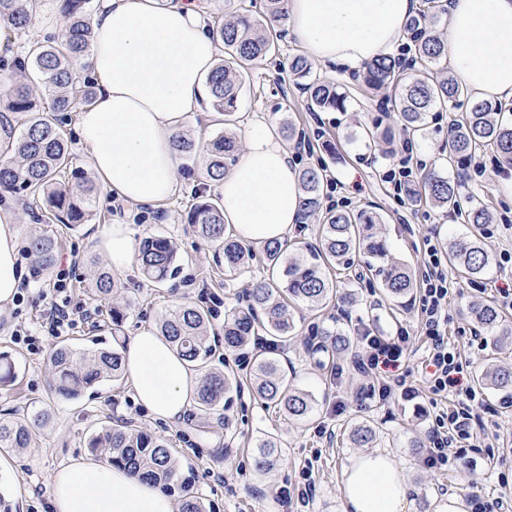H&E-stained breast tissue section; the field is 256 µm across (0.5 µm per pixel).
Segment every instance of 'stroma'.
<instances>
[{"instance_id": "obj_1", "label": "stroma", "mask_w": 512, "mask_h": 512, "mask_svg": "<svg viewBox=\"0 0 512 512\" xmlns=\"http://www.w3.org/2000/svg\"><path fill=\"white\" fill-rule=\"evenodd\" d=\"M61 20L59 0H37L28 29L20 33L0 31V69L11 67L31 42L46 36ZM274 43L275 54L249 72L235 115L237 130L256 121L277 125L292 122L311 142L310 150L294 155L296 168H323L328 180L337 182L336 195L343 198L344 208H366L381 214L385 219L381 230L392 256L415 271L423 263L426 234L437 233L440 245L445 246L451 236L465 233L466 226L431 204L397 198L384 181L386 170L405 159L417 179L433 169L445 177L467 173L463 195L474 196L493 214L492 224L481 232L493 257L486 276L512 278V262L504 264L499 259L502 250H512V171L499 168L490 150L460 163L445 160L449 125L468 111L467 102L429 113L424 132L408 138L397 131L396 112L384 111L380 105L382 98L392 97V90H385L380 97L366 95L350 70L316 62L312 65L314 75L345 84L351 93L347 111L316 114L308 111L301 90L289 75L288 62L299 51L290 30H283ZM376 122L397 131L390 154L368 145L365 131ZM199 168V158L180 157L182 188L159 207L131 206L100 193L93 221L72 227L37 223L34 201L11 195L0 202V211L9 213L19 227L20 261L32 275L28 303L19 311L0 313V355L16 367L15 380L0 384V416L15 411L30 420L41 411L49 413L46 421H39L34 447L11 451L0 459V497L9 501L12 512H51L50 480L55 471L69 459L89 454L90 436L115 420L131 422L173 448L182 478L202 498L206 512H341L343 472L358 454L349 430L365 420L376 430L370 450L388 452L402 466L409 483L407 512H434L438 499L463 488L512 505V407L505 406L502 392L485 390L488 405L479 411L491 441L461 449L457 470L435 471L422 465L423 451L412 447L411 441L425 437L432 423V406L418 372L426 344L416 308L396 306L364 267L332 270L340 296L324 309L291 303L295 329L288 337L270 335L265 344L225 350V310L243 302L252 277L275 281L279 273L258 261L245 273L225 270L213 246L186 223L189 209L204 190ZM116 222L129 225L137 242L153 235L170 238L177 246L180 265L178 276L164 283L145 279L135 265L123 272L111 271L123 303L117 329L108 316L109 301L90 291L98 270H111L98 242L102 232ZM44 233L59 240L57 261L76 259L71 296L94 312V327L80 325L58 338L42 331L41 318L51 304L46 292L53 273L36 268L28 245L33 235ZM448 275L454 283L448 304V340L469 362L473 376H480L492 358L512 363V350L495 355L493 336L466 313L470 304L493 302V292L481 290L479 279L456 270H449ZM345 293L356 294V303L342 302ZM184 303L209 312L207 343L212 353L208 370H230L243 381L248 379L256 356L274 355L287 382L311 395L310 416L301 423H289L245 387L233 394L229 412L219 411L205 418L190 408L171 424L154 419L140 406L123 379L102 382L76 400L51 396L46 358L54 344L62 341L77 348L109 349L117 338H128L146 325L158 326L166 314ZM366 325L391 334L398 327L407 328L410 339L405 368L419 389L416 399L380 401L372 395V378L357 369L354 354L338 357L310 348L319 330L339 328L355 342ZM20 327L38 337L37 348L13 339L14 330ZM268 437L279 442L280 458L277 467L264 474L258 471L255 459L259 441ZM308 479L315 483L309 498L280 497L281 487L295 493Z\"/></svg>"}]
</instances>
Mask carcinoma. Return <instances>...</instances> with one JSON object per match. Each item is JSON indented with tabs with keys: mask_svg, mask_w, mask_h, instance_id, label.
<instances>
[{
	"mask_svg": "<svg viewBox=\"0 0 512 512\" xmlns=\"http://www.w3.org/2000/svg\"><path fill=\"white\" fill-rule=\"evenodd\" d=\"M91 0H60L67 20L65 34L30 44L25 56L16 59L12 71L17 80L9 91L7 111L21 117L19 135L12 143L13 157L0 164V189L41 202L37 220L74 226L88 224L96 215L98 188L78 170L70 168L71 151L61 126L40 116L41 103L52 112H76L91 104L95 92L81 74V59L92 39ZM36 0H0V24L16 31L26 30L32 22ZM286 19V0H265L263 19L242 11L215 23L210 33L224 45V59L207 78L206 88L211 108L224 114V130L206 146V179L219 182L235 162L242 144L235 131V111L249 66L265 59L276 50L274 42L260 33L270 21ZM440 22L435 0H423L422 8L405 24L407 49L413 54L416 68L405 69L400 60L382 56L365 63L361 84L378 92L388 87L398 90L395 104L402 128L420 133L426 125L427 112L446 106L465 94L452 75L440 80L430 78L431 70L448 60L443 37L430 31ZM289 71L307 94V107L312 112L347 111L350 96L336 83L312 75L309 59L301 54L291 58ZM369 145L389 144L394 140L391 128L366 131ZM448 159H466L482 149H492L499 162L512 168V118L503 107L489 100H474L463 120L448 131ZM304 218L319 223V243L302 259L284 256L281 244L263 245L266 264L281 272L275 284L255 277L249 285V303L236 308L224 318V348L236 351L254 336L259 316H264L270 332L278 337L290 335L294 328L288 310V299L301 301L311 308H321L336 293L337 285L327 271L349 269L355 261L380 278L386 294L403 304L413 293L415 280L410 267L390 258L386 241L377 235L376 225L384 223L382 215L368 209L323 210L321 169L306 167L299 171ZM424 194H413L415 203L427 198L448 212L465 215L474 232L454 237L449 243L450 264L469 277L484 275L491 265L490 253L477 234L491 223L488 208L470 197L462 196L461 181L431 174L423 178ZM198 234L224 256V268L241 271L249 267L256 253L251 245L224 233V213L214 197H202L186 216ZM57 241L49 234L31 238L28 252L40 268L53 264ZM137 261L143 273L158 282L171 278L177 271V253L170 240L161 236L146 238L138 251ZM471 319L484 331L496 336L497 348L512 346V325L492 304H473ZM207 314L185 304L166 315L159 327L176 351L187 361L199 365L207 356ZM329 341L321 345L338 355L350 349L346 334L327 332ZM49 389L65 399H76L90 388L110 378L123 377L122 354L115 350L75 349L66 343L55 345L48 354ZM478 383L498 391L512 389V365H491ZM250 386L264 403L274 405L290 421L305 420L313 409L308 393L289 389L283 384L278 359L255 360ZM240 389V382L230 373L209 371L204 375L195 403L202 415L212 414L217 407ZM375 436L368 423H357L350 439L358 448ZM37 434L23 418H0V454L18 448H29ZM88 447L109 462L122 463L135 474L168 488L178 476V466L167 443L126 422L101 427L89 439ZM277 442L267 439L260 444L256 467L270 472L276 466ZM179 512H205L199 496H181Z\"/></svg>",
	"mask_w": 512,
	"mask_h": 512,
	"instance_id": "obj_1",
	"label": "carcinoma"
}]
</instances>
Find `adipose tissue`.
I'll return each instance as SVG.
<instances>
[{
    "mask_svg": "<svg viewBox=\"0 0 512 512\" xmlns=\"http://www.w3.org/2000/svg\"><path fill=\"white\" fill-rule=\"evenodd\" d=\"M416 0H288L292 36L322 63L352 69L390 54ZM86 62L92 105L78 114V137L101 186L135 205L159 206L179 190L174 139L197 107L220 57L201 12L189 0H96ZM444 40L455 77L473 95L512 101V0H450ZM224 221L241 240H284L300 223L298 173L278 132L250 124L237 161L216 185ZM100 247L113 268L128 267V225L109 226ZM25 270L19 230L0 216V310L13 303ZM137 401L157 419L175 422L194 400L198 374L168 340L141 328L121 349ZM343 512H407L408 484L399 463L375 451L345 470ZM53 512H174L171 496L126 468L75 459L56 471Z\"/></svg>",
    "mask_w": 512,
    "mask_h": 512,
    "instance_id": "1",
    "label": "adipose tissue"
}]
</instances>
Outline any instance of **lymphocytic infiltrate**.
Masks as SVG:
<instances>
[{"mask_svg":"<svg viewBox=\"0 0 512 512\" xmlns=\"http://www.w3.org/2000/svg\"><path fill=\"white\" fill-rule=\"evenodd\" d=\"M423 247L425 260L418 276L419 291L415 298L427 344L421 371L430 393L444 399L445 405L434 415L421 462L426 468L441 471L453 468L458 459L457 449L472 447L476 441L475 428L479 422L476 411L483 407L485 399L472 384L465 382L463 362L448 342L447 306L453 288L448 279L445 256L435 237H424ZM69 283V269L57 268L52 282L54 301L42 317L43 327L54 336L76 324L89 322L93 317L90 310L72 305ZM361 339L358 365L362 370L372 372L381 367L396 370L392 378L379 384V399L411 397L413 387L407 373L400 370L407 351L408 331L400 327L395 334L388 335L367 328Z\"/></svg>","mask_w":512,"mask_h":512,"instance_id":"1","label":"lymphocytic infiltrate"}]
</instances>
